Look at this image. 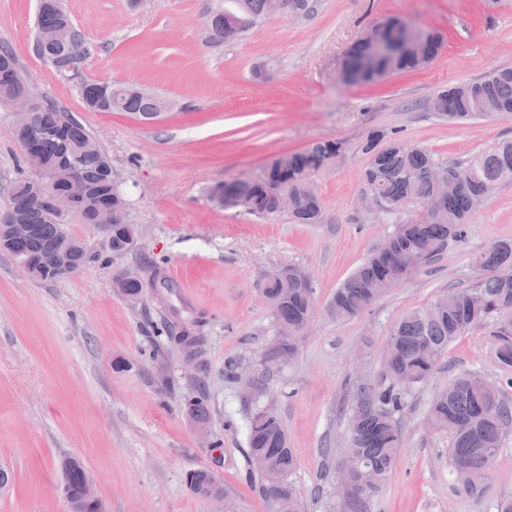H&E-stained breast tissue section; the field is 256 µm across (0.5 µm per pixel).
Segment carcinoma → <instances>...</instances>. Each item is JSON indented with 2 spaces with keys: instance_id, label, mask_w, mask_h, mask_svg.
Returning a JSON list of instances; mask_svg holds the SVG:
<instances>
[{
  "instance_id": "1",
  "label": "carcinoma",
  "mask_w": 512,
  "mask_h": 512,
  "mask_svg": "<svg viewBox=\"0 0 512 512\" xmlns=\"http://www.w3.org/2000/svg\"><path fill=\"white\" fill-rule=\"evenodd\" d=\"M58 8L38 15L37 29L50 32L45 45L38 48L43 61L65 54L84 59L87 49L80 33L69 24L63 0H54ZM234 7L215 10L207 21L209 38L216 43L233 42L257 25L270 12V0H232ZM370 38L386 45L387 51L369 61L365 74L357 75L358 64L344 81L352 85H373L382 79L420 70L427 62L415 50L416 33L398 16H388L369 30ZM21 76L16 52L0 46V101L14 100L6 78ZM86 109L92 112H125L148 120L165 112L169 103L150 90L130 84L111 82L110 93L99 95L97 82L88 80L78 86ZM430 111L451 121L482 118L496 120L512 114V69L495 70L484 77L435 93L429 101ZM65 129L66 145L51 139L41 140L40 149L49 160L65 152L76 161L82 183L88 193L79 214L83 223L92 225L96 211L112 204V230L105 233L107 248L113 255L128 252L130 236L137 235L130 224L128 204L112 179L108 157L91 136L68 114L51 103L35 112L34 129ZM341 144L318 141L307 149L283 155V165L269 170L264 178H235L214 185L210 199L219 207L224 198L217 190L235 194L247 201V213L266 218L281 212L277 186L284 187L293 200L288 215L297 224H320L323 208L312 177L336 158ZM364 151L368 162L362 172L366 189L385 204L384 213L392 214L407 200L428 205L434 197V175L449 173L457 179L458 188L443 201V212L432 213L421 221H405L390 236L388 244L374 251L336 289L328 312L337 319L362 313L386 295L403 274L414 275L422 266L440 254L448 240L462 234L477 203L483 201L498 185L512 183V140L504 141L492 152L464 162L442 161L423 146H410L384 131H373L366 139ZM10 211L18 222L31 224L34 235L23 239L9 251L16 257L28 254L41 260L36 280L56 282L51 271L57 252L68 246L77 265L85 266L92 255L86 244L63 228V223L48 218L47 209L39 202L29 178L10 185ZM512 262V241L500 240L473 258L476 268L484 272L471 288L452 292L453 300L436 299L429 306L411 311L391 330L385 349L384 369L388 386L360 384L356 403L350 412L348 468L352 490L347 494L350 512H364L366 503L375 496L389 478L403 446L396 414L403 408V394L398 380L409 377L416 383L426 381L435 370L448 345L467 330L485 326L495 338V355L504 365L512 366V281L495 275V269ZM273 300L271 311L276 322L302 334L308 327L314 309V288L304 281L299 268L288 266L269 273L262 285ZM429 418L438 429L451 434L448 454L453 469L465 467L477 478L469 489L477 490L487 477L500 448L503 434L512 426V409L506 406L499 388L476 373L457 376L442 390L428 408ZM262 456L267 465L252 470L250 479L269 506V512H301L299 492L290 481L296 470L297 457L288 447V438L278 416L265 409L256 411L249 423V457ZM65 494L69 501L80 504L84 512H94L86 499L88 472L77 461L63 464ZM191 490L200 498L225 495L224 485L207 470H196L187 476Z\"/></svg>"
}]
</instances>
